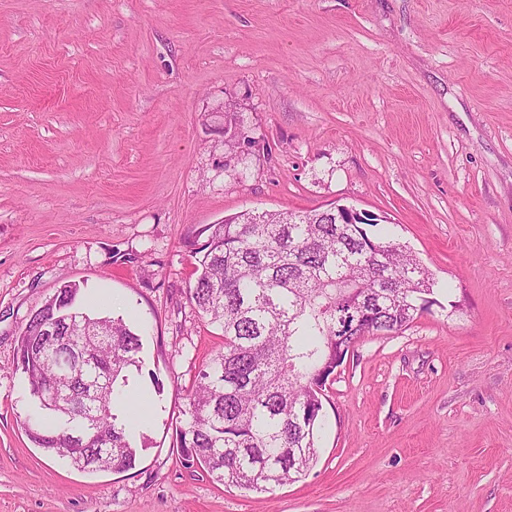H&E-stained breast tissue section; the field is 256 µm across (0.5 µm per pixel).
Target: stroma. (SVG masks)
I'll list each match as a JSON object with an SVG mask.
<instances>
[{
    "mask_svg": "<svg viewBox=\"0 0 512 512\" xmlns=\"http://www.w3.org/2000/svg\"><path fill=\"white\" fill-rule=\"evenodd\" d=\"M335 205L436 303L349 351L306 476L214 483L175 447L223 342L201 230ZM67 284L143 333L132 470L22 428L18 335ZM0 512H512V0H0Z\"/></svg>",
    "mask_w": 512,
    "mask_h": 512,
    "instance_id": "stroma-1",
    "label": "stroma"
}]
</instances>
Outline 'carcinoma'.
<instances>
[{
    "instance_id": "obj_1",
    "label": "carcinoma",
    "mask_w": 512,
    "mask_h": 512,
    "mask_svg": "<svg viewBox=\"0 0 512 512\" xmlns=\"http://www.w3.org/2000/svg\"><path fill=\"white\" fill-rule=\"evenodd\" d=\"M367 226L327 210L244 211L202 229L187 300L224 345L185 390L176 447L186 467L248 492L298 481L318 459L336 350L430 312L432 274ZM142 349L123 319L87 310L79 286L59 288L15 350L34 405L22 422L30 442L79 471L134 468L126 387Z\"/></svg>"
}]
</instances>
